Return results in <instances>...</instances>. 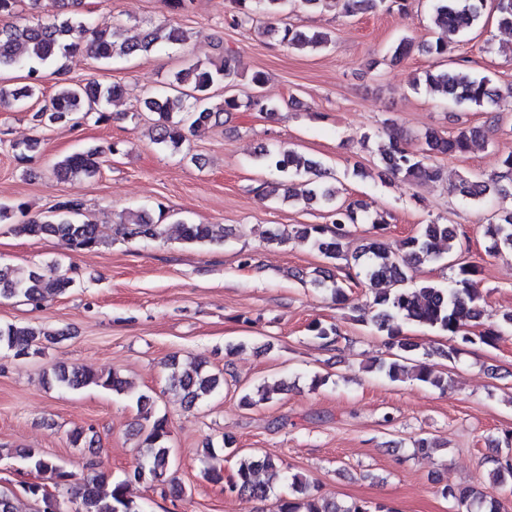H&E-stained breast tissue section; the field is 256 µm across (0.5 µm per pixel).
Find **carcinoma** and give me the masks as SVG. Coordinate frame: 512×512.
<instances>
[{
	"instance_id": "carcinoma-1",
	"label": "carcinoma",
	"mask_w": 512,
	"mask_h": 512,
	"mask_svg": "<svg viewBox=\"0 0 512 512\" xmlns=\"http://www.w3.org/2000/svg\"><path fill=\"white\" fill-rule=\"evenodd\" d=\"M27 2L30 18L21 24L0 28V70H24L27 80V83L17 87L0 85V110L20 109L28 100L39 96L46 71L49 70L56 77L54 93L33 114L35 121L47 126L75 123L92 112L97 114V121H107L110 119L107 106L124 95V87L119 84L103 85L91 79L74 82L65 78L63 69L54 67L59 58L85 50L95 59L110 64L117 59L147 56L166 45H181L185 41L181 28L173 25L147 29L137 39L127 40L118 23L92 19L85 9L84 0H53L56 13L51 22L39 18L41 0ZM230 2L232 8L225 16V22L231 27L245 28L264 18V32L277 33L281 44L297 50L322 48L331 41L327 32H306L290 25L282 27L275 24V20L288 11L291 0ZM431 2L432 22L438 36L427 46L426 52L435 57H447L454 37L478 27L488 9L500 28L512 30V0ZM300 3L313 9H333L339 4L349 15L385 12L395 6L400 9L405 7L401 0H300ZM239 76L237 55L226 48L221 50L217 63H187L174 72L163 89L144 101L146 109L156 115L154 143L177 151L189 137L217 121L220 113L207 106L210 90L221 84L229 89L234 88ZM250 82L253 92L243 97L225 92L222 111H275L258 92L265 82V74L260 71L253 73ZM422 83L442 91L448 101L455 104L483 108L496 103L497 94L490 86V80L485 76L477 77L464 68L428 70L424 73V79H414V85ZM485 137L486 129L482 126H467L448 136L429 130L424 135L425 147L413 152L404 146L403 138L391 136L379 146L380 160L390 178L413 186L441 178V169L429 163L431 157L463 154L473 142ZM120 153L117 142L90 148L56 161L52 172L61 179L92 177L100 171L107 156ZM254 160L258 166L278 173L277 179L262 182L254 188L260 199L288 201L294 196L295 182L301 179L309 185L306 200L328 209L331 223L301 224L294 231V237L310 243L331 264V269L324 271V277L317 284L324 286L331 283L328 291L341 303L348 300L345 283L360 276L371 286L387 284V287L373 292L368 308L372 309L373 326L379 331L388 332V345L393 353L379 365V371L390 380L409 378L434 387L444 385L442 377L436 375L430 365L412 362L410 352L414 350V345L400 336L398 325L401 321H414L446 332L458 338L462 345L473 344L477 340L492 345L501 338V330L493 325L477 334L470 332V327L480 322L486 314L485 301L476 287L475 277L480 273L479 266L456 256V250L451 245L458 237L455 229L446 224H423L415 234L402 239L394 247L371 239L363 248L368 261L362 270L355 272L352 265H340L338 261L346 259L344 247L349 235L348 227L357 222L358 213L367 212L368 206L360 201L338 203L336 186L330 181L323 165L295 150L263 147L255 154ZM501 167V172L496 175L462 180L459 192L472 201L483 200L491 193L503 198L511 196L512 153L502 159ZM82 208L81 200L68 198L58 202L49 215L28 217L22 203L17 206L0 204V223L10 222L18 235H60L68 241L73 251L92 252L103 241L97 225L77 219ZM175 224L178 225L180 239L187 243H212L217 240L208 224H191L183 220H177ZM116 233L124 239L156 240L166 234V228L142 211L120 218ZM485 235L490 240L487 249L489 255L512 254V210L504 211L499 221L489 222ZM444 259L448 260L449 266L456 268V275L448 286L442 287L432 282L413 283V274L420 265L434 264ZM70 286L71 278L64 274L46 278L33 269L20 271L0 266V296H19L36 308L47 299L66 292ZM62 335V331L8 324L0 326V348L12 351L16 356H26L36 351L41 339L53 340ZM51 379L57 387L66 391L95 386L131 397L135 399L140 419L145 422L141 461L124 478L113 481L111 489L106 492L94 482H73V474L63 465L33 448L19 453L30 470L47 476L54 488L66 489L68 502L74 505L75 512H138L137 504L129 496L132 483L147 478L158 484H173L167 419L154 416L153 402L148 395L133 390L126 380L115 373H98L79 366L55 369ZM220 386V378L207 373L201 363L182 372L178 380L182 401L189 405L212 395ZM273 394L274 390L259 386L244 393L241 403L248 408L256 407L272 399ZM261 471L267 474L264 480L257 478V473ZM203 476L216 484L224 481V471L216 464L208 465ZM279 483L288 487V496L280 498L278 512H371L367 505L356 501L341 503L315 496L306 497V478L298 473H287L281 464L266 456L241 459L235 476L226 482L225 488L242 499L253 500L267 497ZM22 492L43 504L41 512H62L58 495L46 497L26 488ZM443 495L454 499L457 507L464 512H506L500 498L472 488L457 491L446 488Z\"/></svg>"
}]
</instances>
